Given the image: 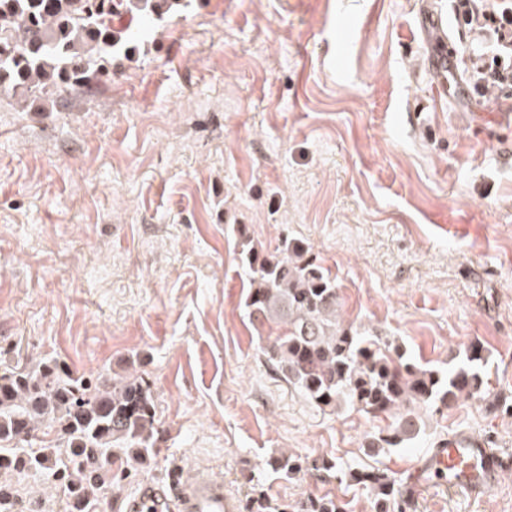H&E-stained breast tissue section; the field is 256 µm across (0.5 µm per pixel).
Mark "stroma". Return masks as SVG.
Instances as JSON below:
<instances>
[{
	"label": "stroma",
	"instance_id": "1",
	"mask_svg": "<svg viewBox=\"0 0 512 512\" xmlns=\"http://www.w3.org/2000/svg\"><path fill=\"white\" fill-rule=\"evenodd\" d=\"M460 0H194L92 96L27 112L0 95V360L53 357L151 385L161 452L104 479L101 512L170 466L207 470L244 504L341 501L374 512L352 470L407 474L466 432L512 454V120ZM442 21L459 90L424 65ZM275 251L303 240L336 278L345 324L448 371L485 349L486 391L404 448L369 452L390 416L321 410L268 367L275 338L243 308L237 225ZM328 457L285 475L269 457ZM19 506L69 512L66 493L0 470ZM407 512H512V468L474 499L435 480Z\"/></svg>",
	"mask_w": 512,
	"mask_h": 512
}]
</instances>
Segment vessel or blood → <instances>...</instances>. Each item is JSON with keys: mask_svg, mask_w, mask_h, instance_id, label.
I'll use <instances>...</instances> for the list:
<instances>
[{"mask_svg": "<svg viewBox=\"0 0 512 512\" xmlns=\"http://www.w3.org/2000/svg\"><path fill=\"white\" fill-rule=\"evenodd\" d=\"M427 66L445 90L452 70L451 54L445 39H438L427 58ZM512 467V456L467 433H457L448 445L434 452L409 476L410 492L420 491L429 477L443 475L449 489L475 499L489 496L500 472ZM121 512H236L224 496V483L210 475L194 483H181L178 476L167 481L142 484L132 497L124 499Z\"/></svg>", "mask_w": 512, "mask_h": 512, "instance_id": "1", "label": "vessel or blood"}]
</instances>
